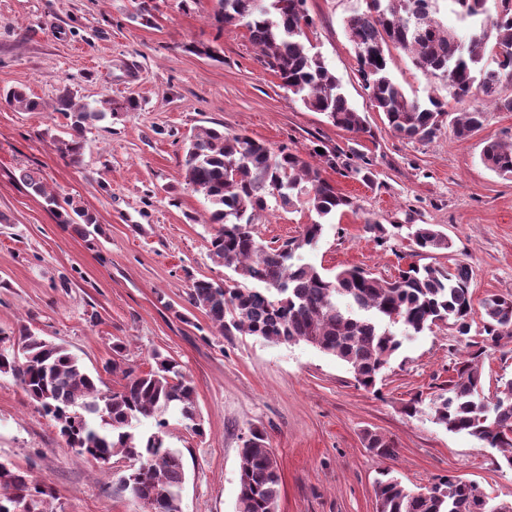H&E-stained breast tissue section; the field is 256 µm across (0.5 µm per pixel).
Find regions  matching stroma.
Instances as JSON below:
<instances>
[{"label":"stroma","instance_id":"1","mask_svg":"<svg viewBox=\"0 0 512 512\" xmlns=\"http://www.w3.org/2000/svg\"><path fill=\"white\" fill-rule=\"evenodd\" d=\"M154 4L146 24L136 16L137 0H0V91L23 87L45 105L41 112L0 106V331L26 326L65 345L106 392L123 384L113 360L142 370L156 351L177 360L193 382L204 428L196 435L174 416L166 430L186 469L181 512H236L238 452L255 427L277 457L278 512H376L374 482L385 467L412 489L454 475L511 502L512 468L501 452L432 420V403L466 352L467 337L454 329L402 337L377 395L307 343L213 333L187 293L192 279L221 282L231 271L211 257L216 227L180 162L204 128L286 145L309 159L317 147L334 150L323 175L357 210L334 217L316 247L303 252L304 262L391 278L413 262L454 258L472 268L478 302L512 295V180L480 160L483 141L512 136V112L488 110L467 139L447 129L424 142L396 136L362 87L344 30L363 0H307L310 42L369 127L351 134L282 88L244 26L217 29L215 0L189 12L181 0ZM191 43L218 55L190 52ZM389 67L408 95L450 101L447 81L424 75L404 52H393ZM66 93L92 107L104 98L137 107L87 125L82 156L72 163L53 145L66 130L54 110ZM364 159L375 174L371 186L346 174ZM24 170L37 172L58 199L94 213L98 234L86 238L57 223L20 180ZM369 218L402 231L377 243L365 229ZM310 221L306 209L279 208L255 232L276 246ZM414 224L442 230L451 253L412 257L404 230ZM116 343L122 353L113 351ZM417 396L418 413L407 415ZM368 429L394 441L393 460L365 447ZM0 463L49 485L54 512H146L117 490L128 460L117 456L103 468L78 455L9 375H0Z\"/></svg>","mask_w":512,"mask_h":512}]
</instances>
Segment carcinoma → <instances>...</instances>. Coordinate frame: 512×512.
Masks as SVG:
<instances>
[{
  "label": "carcinoma",
  "instance_id": "obj_1",
  "mask_svg": "<svg viewBox=\"0 0 512 512\" xmlns=\"http://www.w3.org/2000/svg\"><path fill=\"white\" fill-rule=\"evenodd\" d=\"M365 4L347 17L345 31L363 87L393 133L430 140L449 120L454 137L467 138L483 126L488 107L512 112V96L501 94L503 83L512 82V0ZM444 9L467 35L440 22ZM212 19L220 30L244 26L260 50V62L305 107L349 133L367 132L362 113L349 104L322 56L311 50L308 29L313 20L306 0H216ZM394 50L408 54L423 74L445 77L451 97L467 107L453 117L437 98L423 102L409 96L390 74ZM0 102L17 112L43 109L22 87L1 93ZM135 107L131 99L122 104L103 99L100 107L91 109L69 94L60 96L55 111L67 120V132L54 138L57 152L79 162L87 125ZM481 161L498 176L512 179V139L485 141ZM181 167L186 184L211 206L209 223L220 225L211 240L212 258L238 275L232 285L199 278L189 288V304L204 312L220 335L308 343L345 363L358 385L377 394L381 371L401 347L393 328L410 336L449 322L459 335L470 333L472 269L462 261L447 267L412 264L392 280L357 267L329 276L302 262L299 252L316 245L326 221L355 211V203L299 152L284 146L275 150L245 134L204 128L190 140ZM20 179L45 198L59 223L73 226L84 237L97 230L93 213L61 206L38 175L24 171ZM273 205L290 210L303 206L316 219L303 226L299 237L273 247L254 234L255 219ZM407 238L418 256L452 248L451 239L433 224L410 227ZM480 308L482 342L467 344L479 349L455 364V375L448 380L446 395L434 403L432 417L449 432L466 433L500 449L512 468V380L497 386L493 398L485 397L480 361L485 345L512 338V296L489 294ZM8 340L0 333V375L9 374L21 384L78 454L103 466L123 456L131 468L119 480L120 491L150 499L156 512H181L184 462L179 450L165 445L166 415L179 412L198 434L202 424L197 421L192 381L177 361L156 352L154 366L147 371L114 361L112 371L121 373L125 383L107 394L64 346L28 328L19 331L17 348H1ZM148 418L156 421L157 431L146 435L138 425ZM364 442L381 459L396 456L392 440L377 431H366ZM374 494L377 512H512V502H497L477 483L451 475L436 478L425 491H414L384 468ZM50 496L48 486L32 483L19 470L0 473V512H15L19 501L30 503L31 512H50ZM279 498L276 455L266 434L252 429L239 450L237 512H278Z\"/></svg>",
  "mask_w": 512,
  "mask_h": 512
}]
</instances>
